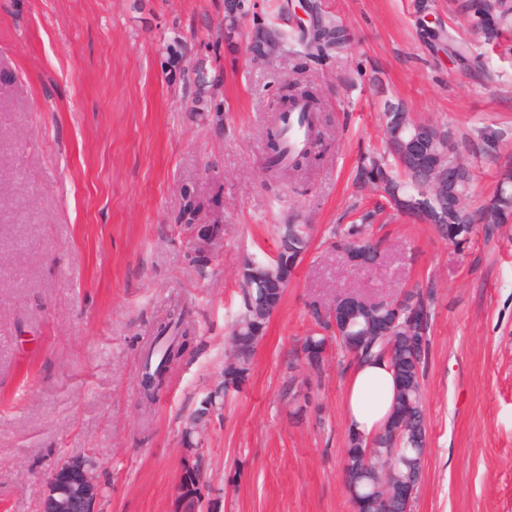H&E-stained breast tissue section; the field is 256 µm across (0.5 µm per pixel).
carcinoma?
Segmentation results:
<instances>
[{"mask_svg": "<svg viewBox=\"0 0 512 512\" xmlns=\"http://www.w3.org/2000/svg\"><path fill=\"white\" fill-rule=\"evenodd\" d=\"M242 0H229L224 37L232 42L237 33L236 12L241 10ZM469 13L470 26L487 44H500L501 38L512 30V0H467L461 5ZM254 38L272 44L276 54L284 52L285 41L276 31L258 28ZM299 42L304 54L318 62L331 59L349 42V33L332 20L318 19L312 28L301 32ZM292 100L309 99L314 102L311 120L317 127V139L303 145L289 159L288 165L280 163L277 126L266 129L265 138L270 149L268 168L277 174L288 170L298 175L306 167L320 159L324 131L320 129L319 99L310 91L294 83ZM360 174L375 187L388 195L396 212L412 217L420 209L446 210V222L434 225L437 233L448 241L460 244L470 228L483 223L491 215L494 224L487 234L512 223V169L500 172L493 194L468 215V223H459L460 215L452 202L444 203L430 190L414 184L398 167L391 155H369L361 165ZM363 228L353 225L347 230L356 248L354 258L359 263L372 266L376 262L379 245L362 236ZM310 226L296 224L294 230L282 226L279 233L277 260L268 261L254 257L244 260L240 288L243 312L232 326L229 336L230 356L224 365V379L220 387L209 393L189 418L183 432V440L190 448L198 443L194 438L209 416L221 411L228 392L237 389L245 381L257 345L273 312L279 306L292 268L288 261L298 259L307 248ZM430 296L420 290L405 293L396 305L379 302L362 306L357 313H349V325H342L339 308L313 306L310 316L316 329L305 337L301 354L307 365L320 370L328 346L333 340L355 363L368 357L385 358L390 362L396 379V396L389 423L372 440L371 444L351 436L344 455L345 480L358 486L361 497L352 500L356 512H404L406 502L399 501L390 493L398 480H412L418 486L421 479V464L426 444V427L423 408L421 380L423 378L422 357L424 344L421 336L409 335L406 325L414 321L424 332H429L431 323ZM338 330L327 338L323 332L332 325ZM190 336L184 328V317L176 314L157 325L156 336L143 354L144 370L141 375L143 398L153 402L162 388V375L175 367Z\"/></svg>", "mask_w": 512, "mask_h": 512, "instance_id": "cac0c4a2", "label": "carcinoma"}]
</instances>
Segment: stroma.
I'll list each match as a JSON object with an SVG mask.
<instances>
[{
  "label": "stroma",
  "instance_id": "35a3bbf8",
  "mask_svg": "<svg viewBox=\"0 0 512 512\" xmlns=\"http://www.w3.org/2000/svg\"><path fill=\"white\" fill-rule=\"evenodd\" d=\"M351 34L316 63L300 0H246L235 46L224 0H0V512H38L69 457L95 463V512H178L187 417L221 381L242 262L283 224L312 227L244 384L200 438L204 512H354L343 482L348 357L289 369L311 304L433 288L427 427L411 512H512V225L456 245L397 215L357 172L383 148L384 99L447 129L470 206L512 165V54L472 33L458 0H316ZM287 35L253 65L256 26ZM467 41L450 57L429 31ZM326 129L319 161L273 183L264 132L289 80ZM380 244L361 269L332 250L361 212ZM192 341L152 408L140 402L155 324Z\"/></svg>",
  "mask_w": 512,
  "mask_h": 512
}]
</instances>
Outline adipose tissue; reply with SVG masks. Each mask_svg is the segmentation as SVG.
I'll return each mask as SVG.
<instances>
[{
	"label": "adipose tissue",
	"instance_id": "adipose-tissue-1",
	"mask_svg": "<svg viewBox=\"0 0 512 512\" xmlns=\"http://www.w3.org/2000/svg\"><path fill=\"white\" fill-rule=\"evenodd\" d=\"M395 375L383 360L359 362L345 383L344 414L350 434L373 438L391 415L395 398Z\"/></svg>",
	"mask_w": 512,
	"mask_h": 512
}]
</instances>
